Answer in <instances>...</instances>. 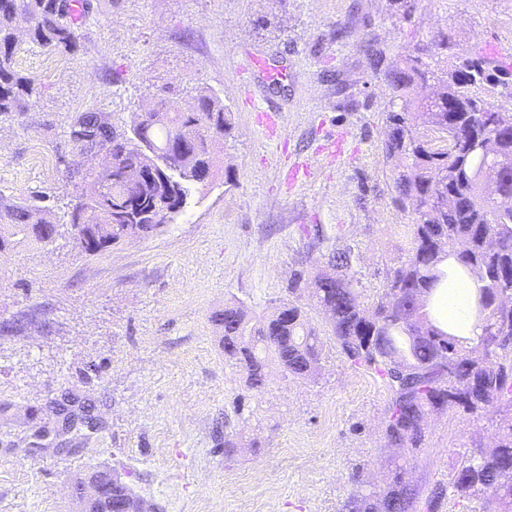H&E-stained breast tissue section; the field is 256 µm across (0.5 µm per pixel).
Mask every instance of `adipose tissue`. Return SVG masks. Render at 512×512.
I'll return each mask as SVG.
<instances>
[{
	"mask_svg": "<svg viewBox=\"0 0 512 512\" xmlns=\"http://www.w3.org/2000/svg\"><path fill=\"white\" fill-rule=\"evenodd\" d=\"M477 282L470 277L449 280L438 288L431 297L428 310L441 328H453L457 335L475 344L481 328L473 316V302Z\"/></svg>",
	"mask_w": 512,
	"mask_h": 512,
	"instance_id": "adipose-tissue-1",
	"label": "adipose tissue"
}]
</instances>
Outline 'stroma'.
Wrapping results in <instances>:
<instances>
[{"mask_svg": "<svg viewBox=\"0 0 512 512\" xmlns=\"http://www.w3.org/2000/svg\"><path fill=\"white\" fill-rule=\"evenodd\" d=\"M90 4L77 53L22 45L39 95L0 116V196L65 223L87 189L76 118L97 111L124 132L165 87L217 92L233 129L213 144L209 184L160 233L97 256L68 237L0 252V512H78L71 486L99 469L158 512H340L353 470L379 485L394 467L381 380L329 344L316 378L276 369L248 390L214 317L233 300L273 311L297 261L348 245L374 294L405 221L381 157L384 69L440 32L512 64V0H420L408 20L393 0ZM254 58L287 77L259 82ZM255 87L278 112L274 135ZM495 430L491 414L432 415L407 481L448 483Z\"/></svg>", "mask_w": 512, "mask_h": 512, "instance_id": "obj_1", "label": "stroma"}]
</instances>
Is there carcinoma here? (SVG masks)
<instances>
[{
    "mask_svg": "<svg viewBox=\"0 0 512 512\" xmlns=\"http://www.w3.org/2000/svg\"><path fill=\"white\" fill-rule=\"evenodd\" d=\"M86 18L84 0H0V116L35 103L34 80L16 65L21 36L75 53ZM431 45L405 53L401 66L385 71L398 110L387 115L381 156L392 204L408 222L399 225L407 246L386 268L382 287L362 297L360 250L347 246L321 266L297 262L271 314L257 317L235 301L219 319L224 358L243 369L249 389L260 391L272 363L294 378L315 374L323 342L304 300L315 302L343 361L384 382L389 401L382 435L406 461L424 445L429 414L461 407L487 415L503 403L512 406V308L499 305L501 291L512 290V114L485 110L492 94L512 101V70L491 66L476 49L456 56L447 69L448 36H436ZM425 84L433 89L428 97L417 93ZM77 124L110 157L97 172L95 196L73 206L65 224L46 220L22 198L0 197V250L67 234L95 256L124 243L129 229L146 237L160 232L182 213L193 187L212 178L206 137L232 130L221 97L198 87L157 96L135 113L125 134L96 111L82 113ZM487 171L497 177L492 196L481 182ZM451 259L480 282L473 314L482 334L473 346L440 328L427 311L448 277L442 265ZM91 479L102 495L83 512H122L127 489L112 484L106 470ZM481 495L480 512H512V414L497 420L492 446L465 451L451 482L434 484L424 501L397 464L383 489L349 497L342 512H439L447 500L468 512Z\"/></svg>",
    "mask_w": 512,
    "mask_h": 512,
    "instance_id": "obj_1",
    "label": "carcinoma"
}]
</instances>
